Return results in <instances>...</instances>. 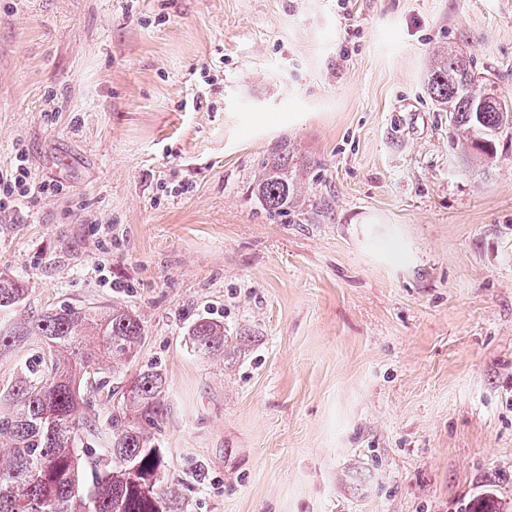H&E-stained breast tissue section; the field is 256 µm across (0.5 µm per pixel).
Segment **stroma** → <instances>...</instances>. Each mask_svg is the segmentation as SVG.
<instances>
[{
  "label": "stroma",
  "mask_w": 512,
  "mask_h": 512,
  "mask_svg": "<svg viewBox=\"0 0 512 512\" xmlns=\"http://www.w3.org/2000/svg\"><path fill=\"white\" fill-rule=\"evenodd\" d=\"M512 99V0H0V331L139 315L111 386L163 374L150 427L185 512H512V142L457 162L432 47ZM294 144L313 223L253 180ZM223 323V355L188 332ZM44 339L0 349V391ZM119 394L89 393L98 425ZM29 192L27 171L19 164L10 178H0V209L16 207ZM24 294V288L13 280L0 277V313L16 306Z\"/></svg>",
  "instance_id": "1"
}]
</instances>
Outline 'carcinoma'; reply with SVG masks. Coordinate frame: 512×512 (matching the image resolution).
<instances>
[{"label": "carcinoma", "instance_id": "1", "mask_svg": "<svg viewBox=\"0 0 512 512\" xmlns=\"http://www.w3.org/2000/svg\"><path fill=\"white\" fill-rule=\"evenodd\" d=\"M428 95L448 113L460 155L489 168L499 138L512 133V101L498 96L479 77L474 58L459 52H434L425 77ZM295 151L281 141L262 163L253 194L274 221L290 213L306 216V192ZM24 288L0 277V313L16 306ZM11 336H40L50 359L22 373L11 386L13 410L0 419V438L12 443L11 457L0 461V512H181L176 489L162 488L164 461L147 431L112 416V437L100 455L80 448L91 429L76 416L82 389H98L102 356L119 359L140 343L138 315L114 306L105 312L63 309L31 317ZM194 352L224 353V326L199 321L191 329ZM163 381L147 372L123 393L125 407L155 424L166 411Z\"/></svg>", "mask_w": 512, "mask_h": 512}]
</instances>
